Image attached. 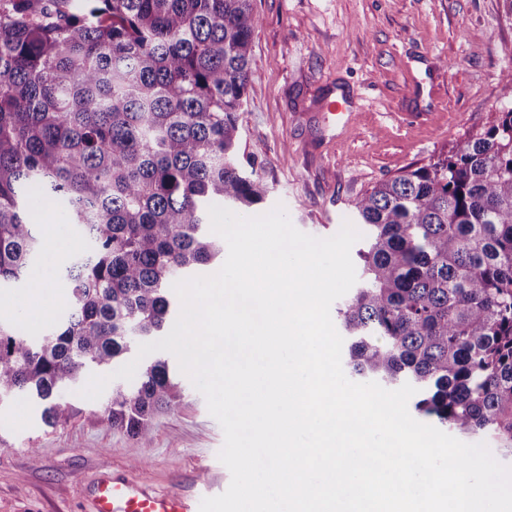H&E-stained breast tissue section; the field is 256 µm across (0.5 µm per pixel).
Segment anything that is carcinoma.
I'll return each instance as SVG.
<instances>
[{"instance_id":"1","label":"carcinoma","mask_w":512,"mask_h":512,"mask_svg":"<svg viewBox=\"0 0 512 512\" xmlns=\"http://www.w3.org/2000/svg\"><path fill=\"white\" fill-rule=\"evenodd\" d=\"M259 24L252 0H0V287L31 282L36 206L65 205L85 241L47 334L0 323V403L65 420L61 393L159 339L172 284L227 249L209 207L264 200L237 164ZM503 97L488 127L351 201L365 237L338 314L354 374L412 380L418 412L512 456V70ZM179 399L156 357L105 414L147 442Z\"/></svg>"}]
</instances>
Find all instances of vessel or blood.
<instances>
[{
	"label": "vessel or blood",
	"instance_id": "obj_1",
	"mask_svg": "<svg viewBox=\"0 0 512 512\" xmlns=\"http://www.w3.org/2000/svg\"><path fill=\"white\" fill-rule=\"evenodd\" d=\"M226 472L221 464L206 466L187 493L156 490L127 471L103 472L87 485L84 512H199L201 500L223 488Z\"/></svg>",
	"mask_w": 512,
	"mask_h": 512
}]
</instances>
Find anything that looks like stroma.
<instances>
[{
    "mask_svg": "<svg viewBox=\"0 0 512 512\" xmlns=\"http://www.w3.org/2000/svg\"><path fill=\"white\" fill-rule=\"evenodd\" d=\"M251 80L239 114V159L268 193L253 215L283 206L299 231L335 235L350 202L402 170L426 164L481 130L512 69V0H253ZM345 113L324 119L329 92ZM36 290H0V322L45 332L65 300L59 272L77 241L62 206L38 213ZM177 407L158 413L149 441L112 428L77 389L71 416L45 427L28 403L0 405V512H83L82 487L103 470L136 468L165 490H187L224 433L182 379Z\"/></svg>",
    "mask_w": 512,
    "mask_h": 512,
    "instance_id": "35a3bbf8",
    "label": "stroma"
}]
</instances>
